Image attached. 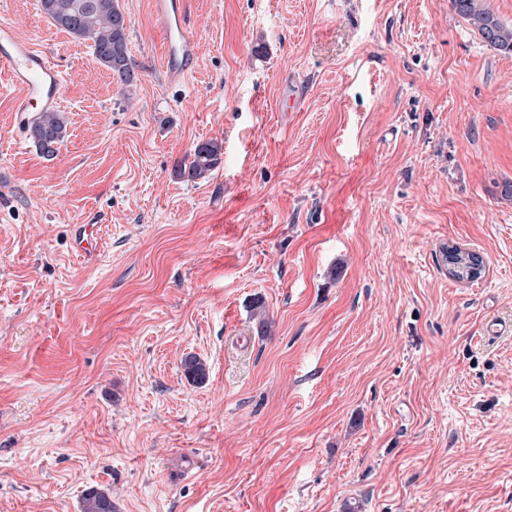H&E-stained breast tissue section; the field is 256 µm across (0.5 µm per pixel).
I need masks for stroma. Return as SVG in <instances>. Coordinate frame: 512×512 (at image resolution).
Here are the masks:
<instances>
[{"mask_svg": "<svg viewBox=\"0 0 512 512\" xmlns=\"http://www.w3.org/2000/svg\"><path fill=\"white\" fill-rule=\"evenodd\" d=\"M119 5L125 91L0 0L68 120L43 157L0 83V512H512V56L450 0H187L171 83ZM222 153V146L215 141L198 143L187 156L188 164L184 162L180 166L179 173L191 179L204 177L219 165ZM448 260V271L449 273L455 277L458 280H472L479 277L481 274V270L478 274L467 277L463 273L459 272V269L466 268L467 262L470 260L469 254L462 250L461 248H458L457 246H448V253L446 251V257L445 261ZM82 503V512H115L109 492L103 489H88L83 495Z\"/></svg>", "mask_w": 512, "mask_h": 512, "instance_id": "1", "label": "stroma"}]
</instances>
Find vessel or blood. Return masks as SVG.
Returning <instances> with one entry per match:
<instances>
[{
    "label": "vessel or blood",
    "instance_id": "1",
    "mask_svg": "<svg viewBox=\"0 0 512 512\" xmlns=\"http://www.w3.org/2000/svg\"><path fill=\"white\" fill-rule=\"evenodd\" d=\"M156 19L166 39L164 69L170 80L184 78L195 64L194 38L186 18V0H153ZM0 73L20 85L19 112H45L62 102L64 78L36 39L20 38L10 22L0 20Z\"/></svg>",
    "mask_w": 512,
    "mask_h": 512
}]
</instances>
